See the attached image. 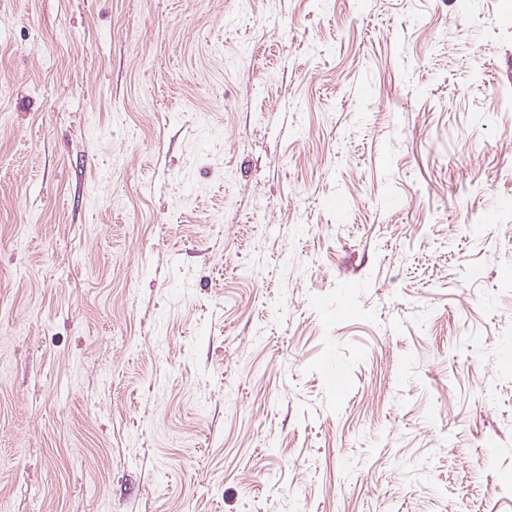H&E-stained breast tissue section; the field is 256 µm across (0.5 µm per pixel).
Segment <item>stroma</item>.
Here are the masks:
<instances>
[{
	"label": "stroma",
	"instance_id": "1",
	"mask_svg": "<svg viewBox=\"0 0 512 512\" xmlns=\"http://www.w3.org/2000/svg\"><path fill=\"white\" fill-rule=\"evenodd\" d=\"M509 195L512 0H0V512H512Z\"/></svg>",
	"mask_w": 512,
	"mask_h": 512
}]
</instances>
